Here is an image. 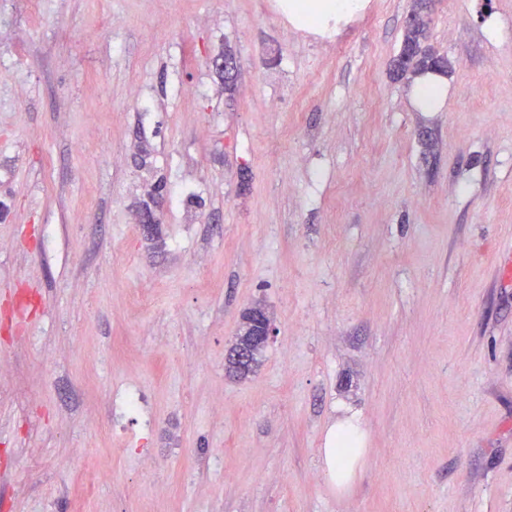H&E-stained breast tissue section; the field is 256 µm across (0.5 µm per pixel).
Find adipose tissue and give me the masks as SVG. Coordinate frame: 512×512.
I'll return each mask as SVG.
<instances>
[{
  "instance_id": "adipose-tissue-1",
  "label": "adipose tissue",
  "mask_w": 512,
  "mask_h": 512,
  "mask_svg": "<svg viewBox=\"0 0 512 512\" xmlns=\"http://www.w3.org/2000/svg\"><path fill=\"white\" fill-rule=\"evenodd\" d=\"M350 434L355 440H362L358 417L355 413L346 411L337 419L335 427L327 434L326 446L322 450V463L326 474L335 483L337 491L343 492L354 483L360 470L365 450L358 446L347 455L337 451L342 434Z\"/></svg>"
}]
</instances>
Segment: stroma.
<instances>
[{"instance_id":"1","label":"stroma","mask_w":512,"mask_h":512,"mask_svg":"<svg viewBox=\"0 0 512 512\" xmlns=\"http://www.w3.org/2000/svg\"><path fill=\"white\" fill-rule=\"evenodd\" d=\"M279 3L0 0V512H512V0ZM309 0H294L289 7L300 17H304L309 23L317 20L323 13L346 14L353 12L357 4L355 0H319L316 4L308 3ZM425 28L416 30L405 29L401 48L393 64L396 63V69L401 77L408 75L405 71V65L411 63V74L416 75L424 72L434 61L436 56L425 46ZM448 83L445 79L427 75L419 78L412 88V99L424 112L438 111L444 104ZM275 332L273 321L262 303L256 302L247 308L242 315L238 332L229 350V356L232 359L229 358V370L240 377H245L253 372L258 364V358L252 363L251 361L269 344L275 336ZM236 362L251 364L242 366ZM348 433L358 441V448H352L349 454L341 456L337 448L342 434ZM364 436L360 432L358 417L350 410H345L336 420V426L327 434L326 448H322V463L325 473L336 484L337 492H344L350 488L357 478L364 455Z\"/></svg>"}]
</instances>
